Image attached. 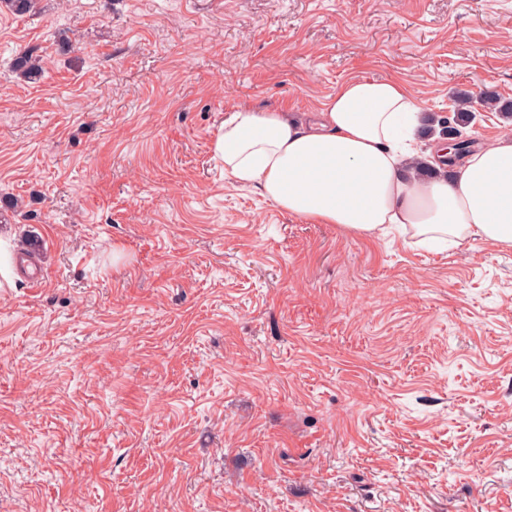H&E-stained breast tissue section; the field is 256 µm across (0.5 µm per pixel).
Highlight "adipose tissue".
I'll return each instance as SVG.
<instances>
[{
    "label": "adipose tissue",
    "instance_id": "obj_1",
    "mask_svg": "<svg viewBox=\"0 0 512 512\" xmlns=\"http://www.w3.org/2000/svg\"><path fill=\"white\" fill-rule=\"evenodd\" d=\"M422 103L398 80L354 78L317 111L225 113L214 142L226 177L261 189L310 224L372 237L388 227L424 244L474 237L512 248V123L472 146L452 176H419L444 154L416 149Z\"/></svg>",
    "mask_w": 512,
    "mask_h": 512
}]
</instances>
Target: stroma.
Here are the masks:
<instances>
[{
    "mask_svg": "<svg viewBox=\"0 0 512 512\" xmlns=\"http://www.w3.org/2000/svg\"><path fill=\"white\" fill-rule=\"evenodd\" d=\"M42 7L0 12V235L46 270L0 288V512H512V249L307 224L212 149L359 77L512 100V0ZM12 69L15 74L25 81L39 80L43 73L41 55L37 53L35 48L24 49L14 57Z\"/></svg>",
    "mask_w": 512,
    "mask_h": 512,
    "instance_id": "obj_1",
    "label": "stroma"
}]
</instances>
